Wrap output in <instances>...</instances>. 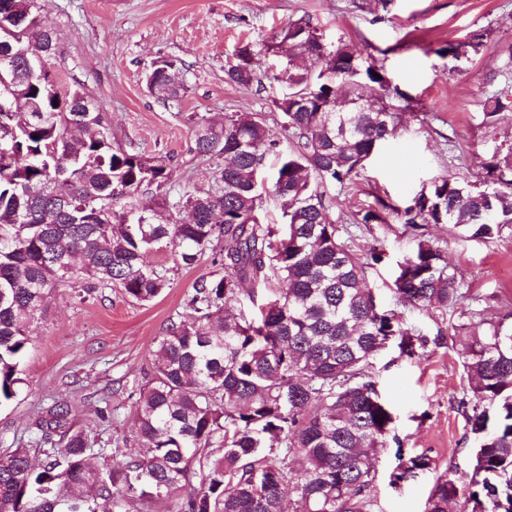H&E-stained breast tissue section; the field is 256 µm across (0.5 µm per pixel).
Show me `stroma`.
I'll list each match as a JSON object with an SVG mask.
<instances>
[{
    "instance_id": "stroma-1",
    "label": "stroma",
    "mask_w": 512,
    "mask_h": 512,
    "mask_svg": "<svg viewBox=\"0 0 512 512\" xmlns=\"http://www.w3.org/2000/svg\"><path fill=\"white\" fill-rule=\"evenodd\" d=\"M300 19L319 28L326 43L351 44L402 92L394 101L393 138L353 181L325 187L328 217L356 253L383 254L367 275L393 308L388 286L417 235L400 208L442 177L478 183L494 151L512 147V110L490 116L482 106L496 90L512 87V0H47L40 23L57 39L55 76L96 99L113 147L165 161V182L142 186L124 202L164 214L179 197L214 184L215 159L194 150L200 118L220 123L233 112L258 113L273 138L287 144L274 68L257 67L248 86L227 83L225 71L238 48L271 42ZM475 31L488 34L479 55L457 67L439 55L441 46ZM159 58L177 62L178 100L162 101L145 86V70ZM381 200L396 213L383 223H357L358 211ZM429 234L455 266L466 297L444 316L403 308L408 326L441 335L440 344L411 359L387 347L371 371L405 455L427 454L436 472L449 469L463 479L473 471L460 405L464 346L479 323L512 309V224L490 239L464 237L450 224L430 225ZM161 259L170 286L149 303L118 287L90 295L62 287L50 295L45 315L32 325L21 389L0 404V450L28 441L30 423L62 399L92 448L116 461L140 453L133 412L152 350L171 322L188 317L196 279L216 270L208 255L190 268L168 253ZM395 451L381 449L375 458L372 512H424L436 473L391 488Z\"/></svg>"
}]
</instances>
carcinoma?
<instances>
[{"label":"carcinoma","mask_w":512,"mask_h":512,"mask_svg":"<svg viewBox=\"0 0 512 512\" xmlns=\"http://www.w3.org/2000/svg\"><path fill=\"white\" fill-rule=\"evenodd\" d=\"M34 26L0 32L33 52L56 46L37 25L45 0H0ZM288 55L289 93L279 107L288 133L278 149L258 113L201 122L195 150L220 161L215 188L171 204L170 218L118 206L143 185L160 184L166 166L112 147L104 118L79 89L49 81L26 59L0 60V403L16 397L31 324L50 291L78 284L91 294L119 286L137 302L169 287L151 256L169 248L176 263L196 265L206 251L224 274L200 277L192 318L173 322L152 351L135 402L134 426L147 452L121 462L91 448L74 429L69 405L54 401L29 426L27 444L0 455V512H371V460L388 445L393 414L368 371L388 345L412 358L441 335L425 336L401 313L380 307L367 268L326 216L325 185L353 180L394 134L385 111L391 81L345 42L325 43L304 21L280 33ZM487 34L473 32L437 50L455 61L480 53ZM258 54L246 44L225 71L253 83ZM176 62L152 67L150 91L176 100ZM493 115L512 108L503 89L484 103ZM278 156L270 180L281 223L261 215L265 159ZM482 186L442 178L405 208L418 229L397 265L391 291L403 306L447 314L463 297L429 224H452L490 239L512 224V148L493 153ZM190 214L185 222L181 211ZM248 281L269 293L242 298ZM463 371L474 468L461 482L438 475L425 512H512V311L468 337ZM44 459L35 465L31 452ZM390 475L397 488L437 468L419 454ZM300 462L297 470L290 460Z\"/></svg>","instance_id":"1"}]
</instances>
